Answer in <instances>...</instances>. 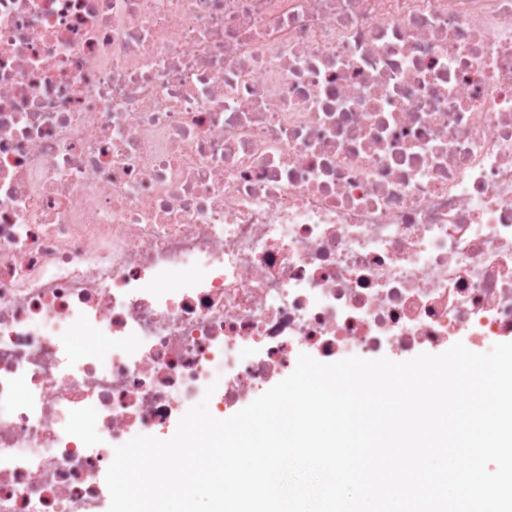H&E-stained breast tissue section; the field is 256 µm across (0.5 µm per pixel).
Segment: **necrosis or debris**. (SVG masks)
Returning <instances> with one entry per match:
<instances>
[{
  "mask_svg": "<svg viewBox=\"0 0 512 512\" xmlns=\"http://www.w3.org/2000/svg\"><path fill=\"white\" fill-rule=\"evenodd\" d=\"M510 338L512 0H0V512L300 354Z\"/></svg>",
  "mask_w": 512,
  "mask_h": 512,
  "instance_id": "obj_1",
  "label": "necrosis or debris"
}]
</instances>
